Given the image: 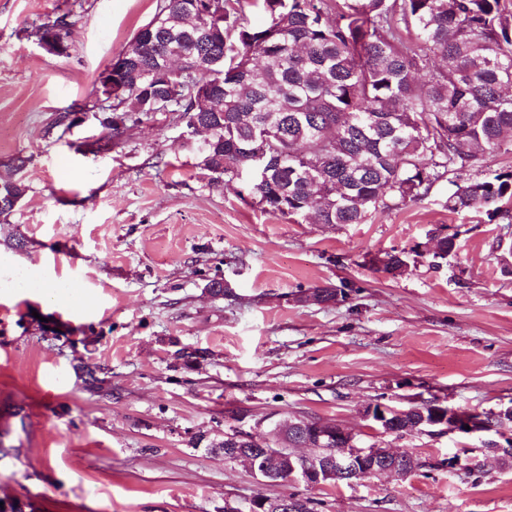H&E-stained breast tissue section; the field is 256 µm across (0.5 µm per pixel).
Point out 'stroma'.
<instances>
[{"label": "stroma", "mask_w": 512, "mask_h": 512, "mask_svg": "<svg viewBox=\"0 0 512 512\" xmlns=\"http://www.w3.org/2000/svg\"><path fill=\"white\" fill-rule=\"evenodd\" d=\"M158 0H0V176L28 187L0 222V500L24 512H225L291 493L315 512H512V467L446 460L478 439L383 434L374 403L512 406L505 225L446 207L450 182L362 224L292 222L197 166L173 115L110 147L97 88ZM68 24L67 55L34 28ZM71 122L56 125L60 113ZM456 238L437 257L434 235ZM24 247H17V239ZM405 253L398 275L382 268ZM82 298L17 288L19 271ZM224 280V296L207 289ZM317 288L328 303L308 301ZM198 350L193 367L177 350ZM102 388H90L85 366ZM336 423L412 454L405 478L262 484L214 444L267 415Z\"/></svg>", "instance_id": "35a3bbf8"}]
</instances>
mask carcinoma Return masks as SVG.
<instances>
[{"mask_svg": "<svg viewBox=\"0 0 512 512\" xmlns=\"http://www.w3.org/2000/svg\"><path fill=\"white\" fill-rule=\"evenodd\" d=\"M160 0L115 60L112 139L153 112L202 129L197 165L251 177L264 209L361 224L485 155L512 154V14L503 0ZM268 17L253 27L246 8ZM67 24L36 37L67 39ZM205 80L211 96L195 86ZM265 155L262 179L252 157ZM26 193L0 179V218ZM512 170L455 184L451 212L512 224ZM412 403L397 425L428 411Z\"/></svg>", "mask_w": 512, "mask_h": 512, "instance_id": "carcinoma-1", "label": "carcinoma"}]
</instances>
